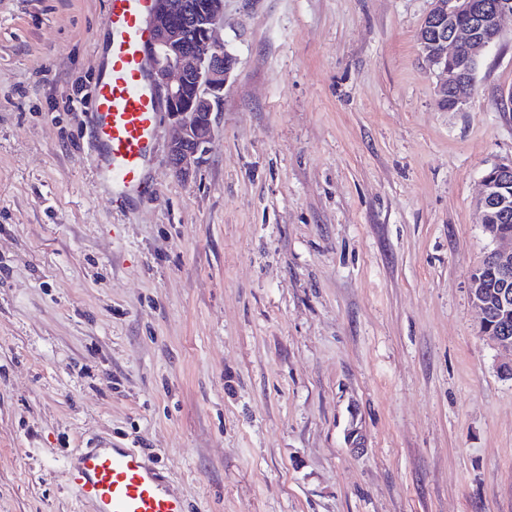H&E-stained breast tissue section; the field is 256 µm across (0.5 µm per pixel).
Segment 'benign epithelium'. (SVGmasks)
<instances>
[{
    "mask_svg": "<svg viewBox=\"0 0 512 512\" xmlns=\"http://www.w3.org/2000/svg\"><path fill=\"white\" fill-rule=\"evenodd\" d=\"M512 16V0H495L478 12L475 0H432L417 34L421 54L429 69L446 76L440 87L444 109L459 112L471 98L474 63L500 35L501 21ZM224 19V0H153L147 19L153 38L144 54L153 75V91L173 127L168 154L179 176H186L200 162L204 145L214 133L215 112L224 99L237 59L216 42L214 30ZM512 159L492 164L482 177L478 201L480 224H505L512 219ZM493 248L470 274L472 305L480 315L479 333L512 351L509 331H492L488 305L478 299L484 271H496L502 292L499 313H512V234L492 235Z\"/></svg>",
    "mask_w": 512,
    "mask_h": 512,
    "instance_id": "obj_1",
    "label": "benign epithelium"
}]
</instances>
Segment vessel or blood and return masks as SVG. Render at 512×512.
<instances>
[{"label": "vessel or blood", "mask_w": 512, "mask_h": 512, "mask_svg": "<svg viewBox=\"0 0 512 512\" xmlns=\"http://www.w3.org/2000/svg\"><path fill=\"white\" fill-rule=\"evenodd\" d=\"M108 60L92 89L94 138L88 160L115 204L149 188L146 170L161 107L143 56L152 0H105ZM93 512H186L156 464L132 448L96 441L68 472Z\"/></svg>", "instance_id": "obj_1"}]
</instances>
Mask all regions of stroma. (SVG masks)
I'll return each mask as SVG.
<instances>
[{"label":"stroma","instance_id":"1","mask_svg":"<svg viewBox=\"0 0 512 512\" xmlns=\"http://www.w3.org/2000/svg\"><path fill=\"white\" fill-rule=\"evenodd\" d=\"M432 0H224L237 58L186 177L88 164L104 0H0V512H91L107 438L187 512H512L511 356L479 336L475 201L512 157V19L462 112Z\"/></svg>","mask_w":512,"mask_h":512}]
</instances>
